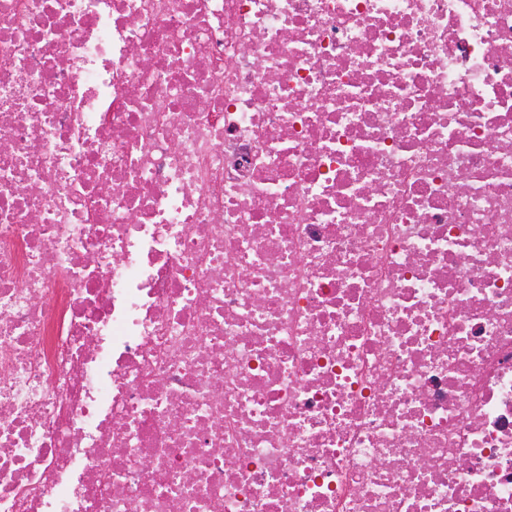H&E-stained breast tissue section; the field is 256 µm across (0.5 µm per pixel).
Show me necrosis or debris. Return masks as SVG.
<instances>
[{
	"label": "necrosis or debris",
	"instance_id": "obj_1",
	"mask_svg": "<svg viewBox=\"0 0 512 512\" xmlns=\"http://www.w3.org/2000/svg\"><path fill=\"white\" fill-rule=\"evenodd\" d=\"M0 512H512V0H0Z\"/></svg>",
	"mask_w": 512,
	"mask_h": 512
}]
</instances>
